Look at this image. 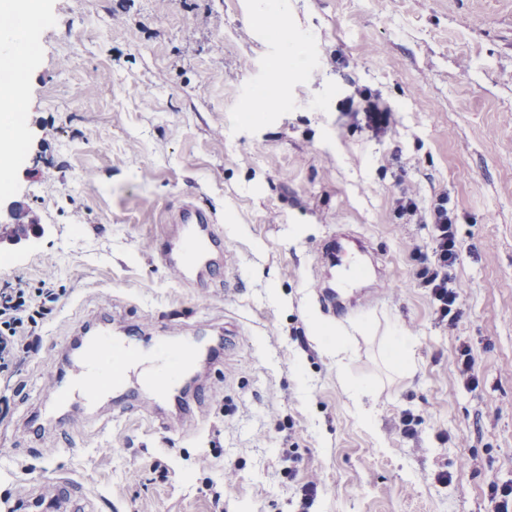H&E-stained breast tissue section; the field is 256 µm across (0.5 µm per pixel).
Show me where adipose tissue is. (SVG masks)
I'll return each mask as SVG.
<instances>
[{
	"label": "adipose tissue",
	"instance_id": "obj_1",
	"mask_svg": "<svg viewBox=\"0 0 512 512\" xmlns=\"http://www.w3.org/2000/svg\"><path fill=\"white\" fill-rule=\"evenodd\" d=\"M10 19L7 29H0V69L23 72L34 55L33 31L42 14L40 0H0V15Z\"/></svg>",
	"mask_w": 512,
	"mask_h": 512
}]
</instances>
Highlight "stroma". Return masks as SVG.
<instances>
[{"instance_id": "1", "label": "stroma", "mask_w": 512, "mask_h": 512, "mask_svg": "<svg viewBox=\"0 0 512 512\" xmlns=\"http://www.w3.org/2000/svg\"><path fill=\"white\" fill-rule=\"evenodd\" d=\"M43 7L0 201L46 233L0 252V283L51 269L64 295L22 370L0 374V512H45L57 484L54 512H495L490 484L512 482V0ZM274 11L301 62L283 105L246 122L281 52ZM362 93L391 109L386 132L348 112ZM442 195L462 289L448 320L414 256ZM189 201L228 252L199 284L158 255ZM338 232L364 237L379 268L345 318L323 312L316 279ZM101 318L145 347L224 337L202 370L209 399L188 414L132 396L119 420L55 408L47 369L70 373L67 351ZM339 331L341 360L319 340ZM405 411L423 419L409 437Z\"/></svg>"}]
</instances>
